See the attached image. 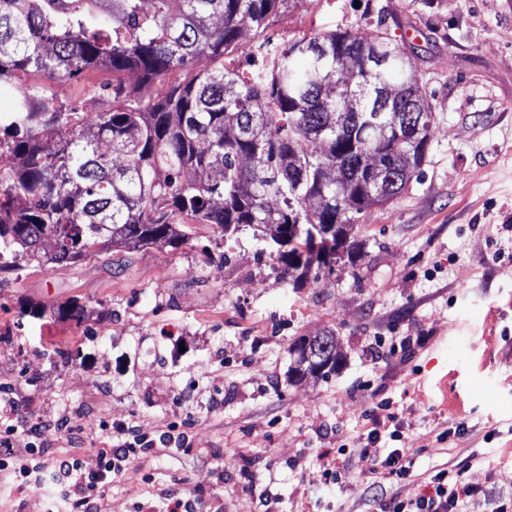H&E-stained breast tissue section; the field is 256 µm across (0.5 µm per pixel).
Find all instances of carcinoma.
Returning a JSON list of instances; mask_svg holds the SVG:
<instances>
[{
  "label": "carcinoma",
  "instance_id": "1",
  "mask_svg": "<svg viewBox=\"0 0 512 512\" xmlns=\"http://www.w3.org/2000/svg\"><path fill=\"white\" fill-rule=\"evenodd\" d=\"M285 2L0 0V277L75 265L106 242L175 248L178 224L223 237L277 225L268 245L295 283L333 274L339 247L353 257L358 215L420 172L432 106L382 21L281 43L268 29ZM245 30L250 54L225 65ZM90 68L112 82L88 121L49 85ZM172 73L185 78L159 91ZM298 344L293 379L336 370L335 337Z\"/></svg>",
  "mask_w": 512,
  "mask_h": 512
}]
</instances>
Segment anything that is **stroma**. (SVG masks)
Wrapping results in <instances>:
<instances>
[{"label": "stroma", "instance_id": "35a3bbf8", "mask_svg": "<svg viewBox=\"0 0 512 512\" xmlns=\"http://www.w3.org/2000/svg\"><path fill=\"white\" fill-rule=\"evenodd\" d=\"M384 20L434 113L418 181L364 211L356 264L292 288L252 231L197 227L178 248L115 247L73 266L30 263L0 282V407L82 428L86 469L113 441L101 421L189 437L114 477L102 512H161L183 488L193 512H376L381 467L407 448L408 498L436 471L512 494V0H289L284 42ZM110 72L55 85L86 112ZM81 320L58 318L66 304ZM335 336L330 379L291 381V345ZM340 470L329 482L326 470ZM54 486L0 479V512H64Z\"/></svg>", "mask_w": 512, "mask_h": 512}]
</instances>
